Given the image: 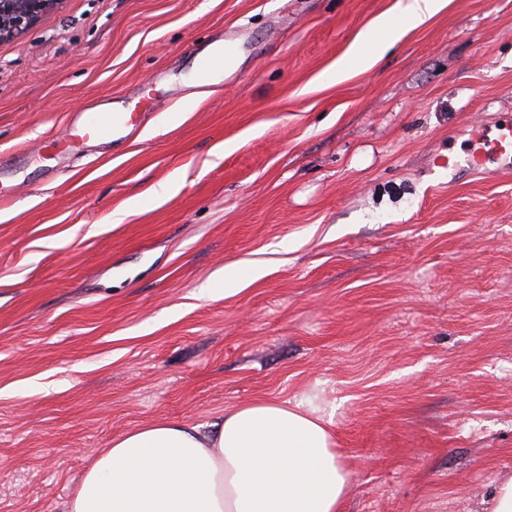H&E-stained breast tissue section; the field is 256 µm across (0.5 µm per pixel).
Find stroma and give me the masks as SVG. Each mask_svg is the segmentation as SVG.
<instances>
[{
	"instance_id": "35a3bbf8",
	"label": "stroma",
	"mask_w": 512,
	"mask_h": 512,
	"mask_svg": "<svg viewBox=\"0 0 512 512\" xmlns=\"http://www.w3.org/2000/svg\"><path fill=\"white\" fill-rule=\"evenodd\" d=\"M397 3L64 0L0 43V512H67L113 439L256 398L330 421L344 512H479L512 477V158L448 171L512 123V0L359 68ZM116 97L143 121L27 159ZM244 48V43H239L236 39L231 38L224 43L222 48L214 55H204L199 59V73L204 80H210L214 77L216 72V60L221 58L224 65L231 64L239 51Z\"/></svg>"
}]
</instances>
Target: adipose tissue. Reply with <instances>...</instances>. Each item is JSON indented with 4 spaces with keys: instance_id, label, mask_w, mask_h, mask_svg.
<instances>
[{
    "instance_id": "adipose-tissue-1",
    "label": "adipose tissue",
    "mask_w": 512,
    "mask_h": 512,
    "mask_svg": "<svg viewBox=\"0 0 512 512\" xmlns=\"http://www.w3.org/2000/svg\"><path fill=\"white\" fill-rule=\"evenodd\" d=\"M349 484L323 417L257 399L206 430L158 419L113 439L68 512H342Z\"/></svg>"
}]
</instances>
